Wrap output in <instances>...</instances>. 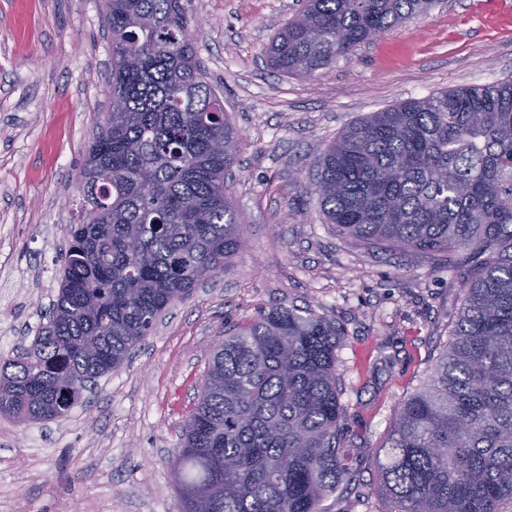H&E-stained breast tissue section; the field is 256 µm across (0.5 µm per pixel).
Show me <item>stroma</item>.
Returning a JSON list of instances; mask_svg holds the SVG:
<instances>
[{"label":"stroma","mask_w":512,"mask_h":512,"mask_svg":"<svg viewBox=\"0 0 512 512\" xmlns=\"http://www.w3.org/2000/svg\"><path fill=\"white\" fill-rule=\"evenodd\" d=\"M207 82L239 133L228 195L246 245L158 320L117 372L63 417L0 415V512H184L171 460L215 346L275 305L346 334L342 425L357 481L324 512H384L375 457L402 400L449 341L466 273L447 257L371 253L325 223L316 160L347 125L407 99L512 79V0H434L308 79L272 69L295 0H181ZM103 0H0V359L55 299L77 221V176L109 108Z\"/></svg>","instance_id":"obj_1"}]
</instances>
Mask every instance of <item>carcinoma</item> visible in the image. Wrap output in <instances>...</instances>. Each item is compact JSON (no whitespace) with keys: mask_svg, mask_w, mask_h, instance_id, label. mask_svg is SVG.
Listing matches in <instances>:
<instances>
[{"mask_svg":"<svg viewBox=\"0 0 512 512\" xmlns=\"http://www.w3.org/2000/svg\"><path fill=\"white\" fill-rule=\"evenodd\" d=\"M111 99L79 171V221L47 323L0 363V415L56 420L155 321L244 246L224 175L238 134L205 80L180 0H104ZM428 0H305L273 69L312 78ZM324 219L369 252L475 267L448 345L378 458L387 512L512 504V79L371 112L318 157ZM335 322L274 306L224 337L174 458L184 512H321L355 481Z\"/></svg>","mask_w":512,"mask_h":512,"instance_id":"1","label":"carcinoma"}]
</instances>
